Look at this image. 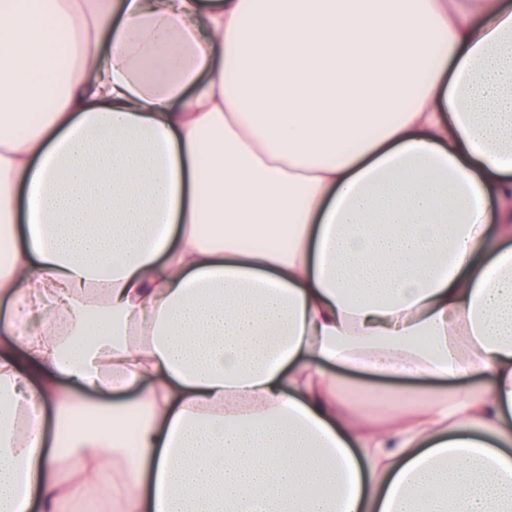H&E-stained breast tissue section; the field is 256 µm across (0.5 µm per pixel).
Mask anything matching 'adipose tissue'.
<instances>
[{"mask_svg":"<svg viewBox=\"0 0 512 512\" xmlns=\"http://www.w3.org/2000/svg\"><path fill=\"white\" fill-rule=\"evenodd\" d=\"M0 304V512H512V0H0ZM333 374L349 383L368 389L372 395H384L388 399L393 395H416L430 392H447L448 381L417 376H376L346 366L330 367Z\"/></svg>","mask_w":512,"mask_h":512,"instance_id":"ef3b65f1","label":"adipose tissue"}]
</instances>
